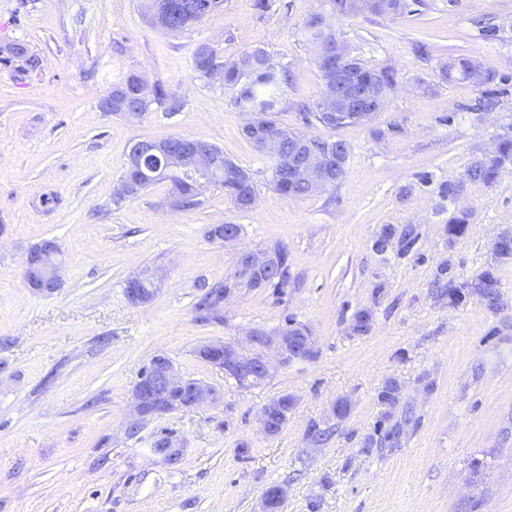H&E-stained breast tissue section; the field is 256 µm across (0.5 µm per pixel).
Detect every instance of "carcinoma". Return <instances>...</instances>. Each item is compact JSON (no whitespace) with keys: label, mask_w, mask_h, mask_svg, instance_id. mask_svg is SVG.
<instances>
[{"label":"carcinoma","mask_w":512,"mask_h":512,"mask_svg":"<svg viewBox=\"0 0 512 512\" xmlns=\"http://www.w3.org/2000/svg\"><path fill=\"white\" fill-rule=\"evenodd\" d=\"M400 6L378 14L380 18H396L405 13L414 12V7L423 5L424 0H397ZM224 5V0H141V7L151 21L160 28L174 32L183 30L194 20L207 15ZM327 11L326 26L332 31L336 30V23L343 15L336 13V0H320L319 8L314 14ZM250 67L244 62L225 60L217 50L208 46H199L193 55V70L201 78H216L221 81L224 88L235 92L236 103L245 111L254 114L260 122L273 126L281 131L280 141L276 153L269 156L272 170V184L279 194L291 197H306L312 194L309 185L304 183H288V172L276 169V161L280 156L288 155L296 133L282 126L275 118L279 111L285 92L288 89V70L276 62L263 48H255L246 55ZM168 97L164 90L155 86L140 90L139 76L130 74L122 82L112 88V111L126 112L131 108L139 112H148L151 105L161 102ZM512 163V139L501 141L498 153L488 159L474 161L467 168L465 176L470 181L492 183L499 170L506 164ZM257 184L250 180L246 187L224 186L225 195L240 209L249 207L250 197L256 193ZM469 224V213L461 210L448 218V237L463 235ZM407 245L412 243L411 231H401L386 226L376 240V248L385 250L392 244L393 239ZM282 253V267L278 272L262 271L249 278H241L233 274L232 278L222 284L208 289L199 299L196 308L203 321H220L223 319V306L220 303L219 293L225 288H255L257 283L262 287L270 288L277 293L288 284L290 276L288 252L278 249ZM499 288L498 278L494 269L488 268L474 280L459 285H448L446 296L448 303L458 305L466 298L477 295L482 299L493 302L497 297ZM372 311L366 308L358 310L351 323V333L362 336L369 332L372 324Z\"/></svg>","instance_id":"cac0c4a2"}]
</instances>
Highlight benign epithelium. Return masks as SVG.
Wrapping results in <instances>:
<instances>
[{"instance_id": "obj_1", "label": "benign epithelium", "mask_w": 512, "mask_h": 512, "mask_svg": "<svg viewBox=\"0 0 512 512\" xmlns=\"http://www.w3.org/2000/svg\"><path fill=\"white\" fill-rule=\"evenodd\" d=\"M316 55L323 61L329 93L322 101L326 118L337 120L341 113L351 112L360 123L369 122L382 111L397 88V81L376 74L364 82L358 77V60L350 46L327 28L317 36L310 37ZM243 133L256 145L262 154L270 152L276 141L275 134L262 130L257 120L250 119ZM131 164H139L148 155L160 152L158 145L148 141H134L129 148ZM331 158L328 150L310 139L297 143L294 152L283 165L291 173V179L302 181L318 191L332 185L329 174ZM224 170L223 153L208 149L191 156L172 153L165 157L164 165L143 172L140 178H123L118 185L121 196H137L146 189L144 179L172 172L192 181L198 193L210 186L220 185ZM279 263V254L271 251H244L239 255V271L245 275L255 270H265ZM63 250L54 239H44L33 246L24 259V281L28 288L38 294H50L59 288L63 267ZM156 272L145 269L132 278V287L127 289V300L133 305L150 302L157 290ZM249 342L252 351L245 352L237 344L212 341L197 349V356L211 366L224 372L225 377L250 388L270 376V357H275L282 366L294 360L306 359L314 348L311 331L304 325L292 330L268 333L262 329L252 331ZM223 393L203 381L193 380L181 374L174 363L164 354H157L135 383L132 393V409L126 418L125 434L132 438L139 434L144 425L162 416L190 410L203 403H216ZM296 407V401L286 402L274 398L261 412L263 431L271 434L273 419L280 413L289 418ZM158 454L171 464L177 463L182 455L178 438L165 437ZM280 503L288 499V488L280 485L270 492L262 493L261 512H271V497Z\"/></svg>"}]
</instances>
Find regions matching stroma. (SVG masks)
Returning a JSON list of instances; mask_svg holds the SVG:
<instances>
[{"mask_svg":"<svg viewBox=\"0 0 512 512\" xmlns=\"http://www.w3.org/2000/svg\"><path fill=\"white\" fill-rule=\"evenodd\" d=\"M318 5L224 0L170 33L139 0H0V512H260L262 492L281 483L283 512H512V259L494 249L512 234V165L490 185L465 178L512 138V0H427L394 19L344 18L355 55L393 66L398 88L371 122L337 129L299 110L321 97L303 32ZM202 45L229 60L261 47L287 66L276 118L348 144L336 185L302 198L272 189L268 159L242 134L247 112L193 71ZM460 57L494 82L442 79ZM131 73L179 107L152 104L137 122L107 111ZM176 136L208 141L251 172L255 204L239 210L212 187L199 206L175 210L165 183L117 200L130 143ZM457 181L452 203L439 188ZM457 209L470 223L452 239ZM213 224L241 233L214 241ZM387 224L413 228L408 250H375ZM45 238L64 251L62 285L37 294L23 261ZM277 247L290 264L281 293L241 288L223 321L198 320L202 285L229 280L241 251ZM490 267L495 305L442 296L447 281ZM146 268L162 284L148 304H131L126 282ZM362 308L373 321L357 336L350 324ZM289 318L310 328L315 356L275 366L251 389L195 354L216 340L248 346L253 329ZM157 354L224 397L126 437L131 391ZM392 380L401 391L388 411L378 394ZM281 394L296 408L265 435L261 410ZM340 399L342 418L332 413ZM384 416L401 426L396 445L370 441ZM163 431L182 442L178 464L151 451Z\"/></svg>","mask_w":512,"mask_h":512,"instance_id":"1","label":"stroma"}]
</instances>
